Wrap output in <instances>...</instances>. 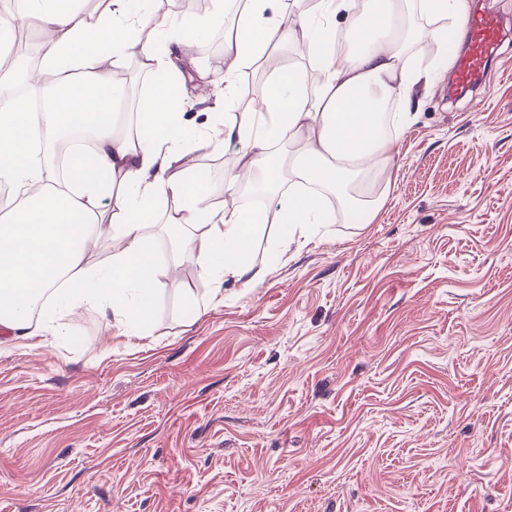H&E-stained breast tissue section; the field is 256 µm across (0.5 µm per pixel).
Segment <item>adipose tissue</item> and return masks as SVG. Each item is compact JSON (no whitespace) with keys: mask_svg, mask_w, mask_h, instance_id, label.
Returning <instances> with one entry per match:
<instances>
[{"mask_svg":"<svg viewBox=\"0 0 512 512\" xmlns=\"http://www.w3.org/2000/svg\"><path fill=\"white\" fill-rule=\"evenodd\" d=\"M95 14L78 16L76 0H33L27 24L44 33L39 71L25 83L57 84L62 69L85 80L84 95L49 99L40 112L22 106L0 111V180L8 181L16 203L0 210V327L45 347L48 336L67 333L65 323H32L34 310L63 301L67 311L85 306L108 309L117 326L149 325L157 279L151 229L167 224L201 228L182 238L202 273L221 282L243 280L253 270L254 241L275 225L281 246L302 228L336 219L370 222L384 198L353 201L348 190L363 177L390 169L399 140L412 121L419 88L448 69L453 32L464 25L466 0H315L312 9L288 11L285 0H237L224 42L223 88L197 125L176 110L170 95L140 101L136 131L115 133L122 92L103 67L106 58L137 57L142 68L184 80L189 47L221 20L225 0H211L206 17L172 20L153 10L142 16L131 0H103ZM345 26H338L337 17ZM430 37L441 52L436 70L414 64V35ZM294 45L306 52L321 75L311 88L307 72L284 67L273 50ZM266 61L268 74L255 86L253 107L237 108L240 68ZM310 69V70H311ZM395 103L379 112L378 100ZM93 132L91 159L73 156V180L52 185L37 149L59 124ZM238 140L246 146L224 171V189L235 192L255 180L280 189L284 175L295 188L282 192L275 208L257 214L229 210L211 201L206 174L186 166L192 151ZM299 141L289 158H276L279 143ZM113 200L101 218V197ZM110 238L120 246L100 265L88 264L84 240Z\"/></svg>","mask_w":512,"mask_h":512,"instance_id":"ef3b65f1","label":"adipose tissue"}]
</instances>
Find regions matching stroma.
Returning <instances> with one entry per match:
<instances>
[{"label":"stroma","instance_id":"35a3bbf8","mask_svg":"<svg viewBox=\"0 0 512 512\" xmlns=\"http://www.w3.org/2000/svg\"><path fill=\"white\" fill-rule=\"evenodd\" d=\"M418 90L372 223L253 245V287L158 253L146 335L99 308L0 340V512H512V33ZM224 29L200 39L205 98ZM243 143L191 153L224 200ZM222 298H215V290Z\"/></svg>","mask_w":512,"mask_h":512}]
</instances>
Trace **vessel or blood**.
<instances>
[{
	"mask_svg": "<svg viewBox=\"0 0 512 512\" xmlns=\"http://www.w3.org/2000/svg\"><path fill=\"white\" fill-rule=\"evenodd\" d=\"M467 47L457 54L454 75L457 85H473L494 61L504 38L501 18L481 9L471 11L467 24Z\"/></svg>",
	"mask_w": 512,
	"mask_h": 512,
	"instance_id": "1",
	"label": "vessel or blood"
}]
</instances>
